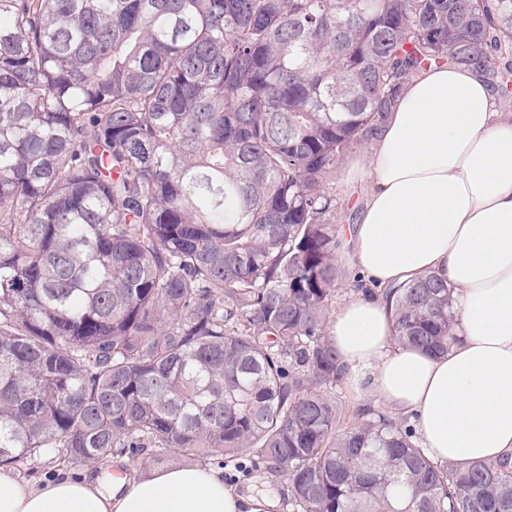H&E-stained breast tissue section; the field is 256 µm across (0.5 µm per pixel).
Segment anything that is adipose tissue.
Listing matches in <instances>:
<instances>
[{
  "label": "adipose tissue",
  "instance_id": "obj_1",
  "mask_svg": "<svg viewBox=\"0 0 512 512\" xmlns=\"http://www.w3.org/2000/svg\"><path fill=\"white\" fill-rule=\"evenodd\" d=\"M369 189L351 230L369 291L353 292L328 338L370 371L375 396L442 462L512 457V111L482 77L435 66L402 91L350 161ZM435 274L458 293V341L442 354L392 344L388 288ZM220 470L158 466L116 483L61 473L36 486L0 468V512H277Z\"/></svg>",
  "mask_w": 512,
  "mask_h": 512
}]
</instances>
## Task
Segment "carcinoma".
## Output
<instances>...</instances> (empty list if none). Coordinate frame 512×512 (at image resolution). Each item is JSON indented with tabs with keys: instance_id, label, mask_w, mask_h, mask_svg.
<instances>
[{
	"instance_id": "carcinoma-1",
	"label": "carcinoma",
	"mask_w": 512,
	"mask_h": 512,
	"mask_svg": "<svg viewBox=\"0 0 512 512\" xmlns=\"http://www.w3.org/2000/svg\"><path fill=\"white\" fill-rule=\"evenodd\" d=\"M512 0H0V466L150 452L292 512H512L432 460L327 337L333 181L432 65L512 99ZM444 352L454 291L392 288Z\"/></svg>"
}]
</instances>
